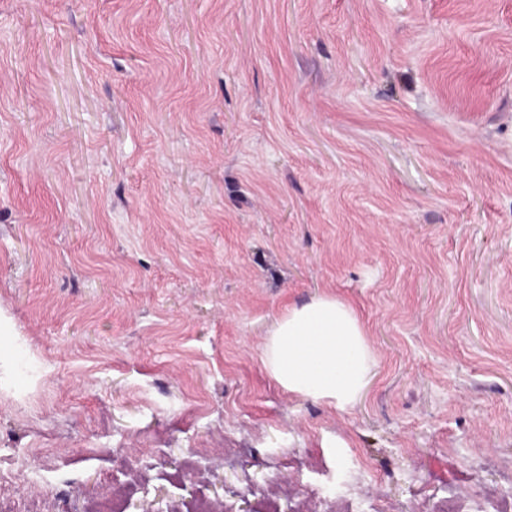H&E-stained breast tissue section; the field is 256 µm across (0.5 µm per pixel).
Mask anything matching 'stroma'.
Returning <instances> with one entry per match:
<instances>
[{"mask_svg": "<svg viewBox=\"0 0 512 512\" xmlns=\"http://www.w3.org/2000/svg\"><path fill=\"white\" fill-rule=\"evenodd\" d=\"M351 302L353 408L262 363ZM512 0H0V512H499Z\"/></svg>", "mask_w": 512, "mask_h": 512, "instance_id": "obj_1", "label": "stroma"}]
</instances>
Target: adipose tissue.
Here are the masks:
<instances>
[{"mask_svg": "<svg viewBox=\"0 0 512 512\" xmlns=\"http://www.w3.org/2000/svg\"><path fill=\"white\" fill-rule=\"evenodd\" d=\"M262 361L289 392L330 401L341 411L359 399L374 366L357 312L332 294L290 307L272 329Z\"/></svg>", "mask_w": 512, "mask_h": 512, "instance_id": "obj_1", "label": "adipose tissue"}]
</instances>
